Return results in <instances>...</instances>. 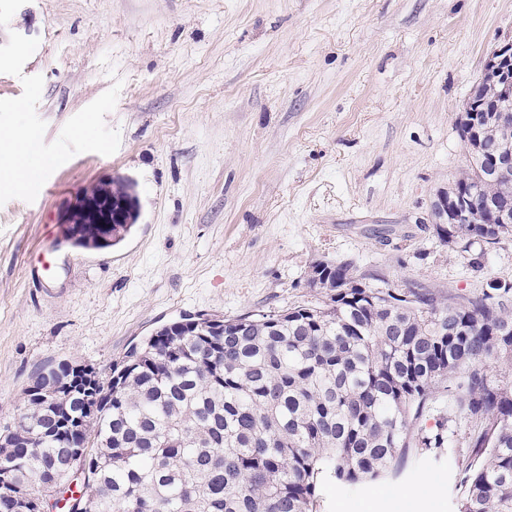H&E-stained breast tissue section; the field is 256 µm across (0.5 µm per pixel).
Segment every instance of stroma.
<instances>
[{"label":"stroma","mask_w":512,"mask_h":512,"mask_svg":"<svg viewBox=\"0 0 512 512\" xmlns=\"http://www.w3.org/2000/svg\"><path fill=\"white\" fill-rule=\"evenodd\" d=\"M512 0H0V131L49 165L0 180V427L36 371L107 373L185 315L313 302L317 261L458 296L512 280V237L482 270L430 228L467 165L457 119ZM136 183L119 245L66 243L60 213ZM447 458L318 512H457ZM429 491H421V484Z\"/></svg>","instance_id":"35a3bbf8"}]
</instances>
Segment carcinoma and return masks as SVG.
<instances>
[{
    "label": "carcinoma",
    "mask_w": 512,
    "mask_h": 512,
    "mask_svg": "<svg viewBox=\"0 0 512 512\" xmlns=\"http://www.w3.org/2000/svg\"><path fill=\"white\" fill-rule=\"evenodd\" d=\"M469 119L459 125L469 164L448 195L512 204V167L492 182L486 170L512 146V129L483 112ZM109 190L129 223L112 225L109 241L83 224L73 246L112 247L136 224L135 182L89 197ZM484 217L432 230L480 269L486 250L512 235L494 211ZM372 279L349 260L317 262L307 279L321 294L314 302L226 320L220 331L160 327L102 378L112 400L77 433L52 425L57 404L44 387L74 423L90 407L82 384L62 363L50 378L36 373L14 429L0 431V512H38L41 490L67 470L72 439L82 444L84 512H316L325 479L355 488L397 478L412 457L445 448L458 512H512V386L491 374L512 364V280L489 277L458 300Z\"/></svg>",
    "instance_id": "carcinoma-1"
}]
</instances>
